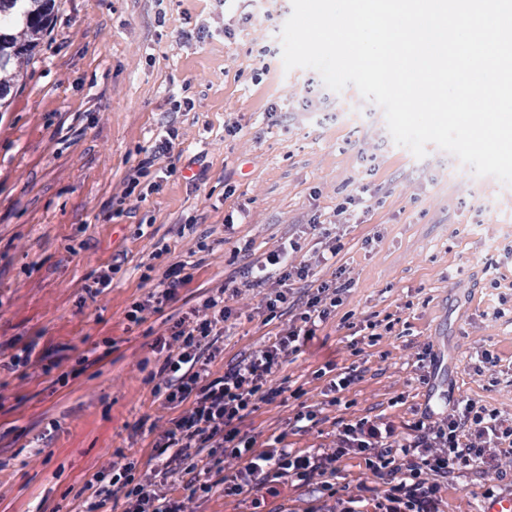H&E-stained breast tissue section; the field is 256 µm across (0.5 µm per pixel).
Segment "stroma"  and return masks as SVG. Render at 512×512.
Returning a JSON list of instances; mask_svg holds the SVG:
<instances>
[{"label":"stroma","instance_id":"35a3bbf8","mask_svg":"<svg viewBox=\"0 0 512 512\" xmlns=\"http://www.w3.org/2000/svg\"><path fill=\"white\" fill-rule=\"evenodd\" d=\"M53 28L26 68L8 112L0 114V345L60 357L56 375L1 373L0 512H77L91 475L119 452L148 459L152 437L144 417L161 409L146 377L158 369L151 349L169 316L201 302L209 289L242 267L224 240V215L242 204L250 212L238 237L254 241V257L276 249L315 209L334 206L356 185L378 190L380 205L348 226L337 260L354 289L335 317L282 376L315 395L313 373L328 360L349 365L342 315L394 312L408 305L410 329L384 337L382 373L366 376L347 394L344 414L387 409L409 418L396 396L410 389L406 358L412 346L433 344L443 357L437 383L453 396L497 406L504 392L475 381L464 353L491 345L512 360V297L483 277L494 260L512 280V186L490 176L453 177L457 159L430 144L416 158L395 144L383 109L355 86L329 89L312 69L285 70L280 35L292 0H266L248 38L216 36L177 44L180 32L221 26L243 0H57ZM192 99L178 115L179 158L164 174L139 217L113 218L112 196L128 170L169 118L172 92ZM308 96L316 114L283 113L277 126L266 108ZM239 123L240 133L224 134ZM206 152L210 169L199 186L186 164ZM236 192L225 197V185ZM153 221L140 236V217ZM380 235L373 251L365 238ZM169 253L152 258L155 242ZM124 260L109 289L89 297L85 287ZM193 258L198 267L178 302L138 325L125 315L159 282L166 266ZM261 317L239 319L220 338L213 365L222 374L236 355L276 333Z\"/></svg>","mask_w":512,"mask_h":512}]
</instances>
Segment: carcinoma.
Masks as SVG:
<instances>
[{"mask_svg": "<svg viewBox=\"0 0 512 512\" xmlns=\"http://www.w3.org/2000/svg\"><path fill=\"white\" fill-rule=\"evenodd\" d=\"M56 0H0V112L9 111L24 63L51 28Z\"/></svg>", "mask_w": 512, "mask_h": 512, "instance_id": "carcinoma-1", "label": "carcinoma"}]
</instances>
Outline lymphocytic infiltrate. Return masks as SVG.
<instances>
[{"label":"lymphocytic infiltrate","mask_w":512,"mask_h":512,"mask_svg":"<svg viewBox=\"0 0 512 512\" xmlns=\"http://www.w3.org/2000/svg\"><path fill=\"white\" fill-rule=\"evenodd\" d=\"M178 138L174 122H163L121 194L113 197V217L134 216L148 196L161 191L151 170L171 157ZM371 207L369 187L361 183L333 209L314 212L301 227L302 235L317 244L309 255L299 238L258 259L252 256V241L237 243L235 255L246 260L241 279L211 289L154 341L163 361L149 376L151 393L162 408L175 410V417L150 424L147 462L128 456L100 467L86 483L80 512H198L218 496L263 512L267 498L278 496L283 484L298 498L296 507L279 512H446L445 491L465 476L485 497L512 492V410L489 407L477 397H451L445 406L413 410L400 426L383 412L340 416L329 443L315 448L285 444L288 435L329 421V408L345 405L347 392L369 371L368 348L392 335L400 322L399 316L375 313L343 321L353 335L348 349L356 361L342 367L329 362L315 371V378L326 382L321 400L303 403L302 389H290L279 376L351 293L354 281L336 257L344 226ZM192 269L186 261L170 263L156 288L132 303L127 320L139 324L147 315L162 313L191 282ZM250 290L261 296L252 315L279 321V329L214 375L217 342L227 323L241 317L237 301ZM469 361L471 375L512 395V362L502 363L484 346L470 353ZM288 396L300 405L289 411L279 433L266 435L247 426L261 405ZM353 459L363 462L370 482L354 487L344 482L346 463Z\"/></svg>","instance_id":"f902f5d3"}]
</instances>
